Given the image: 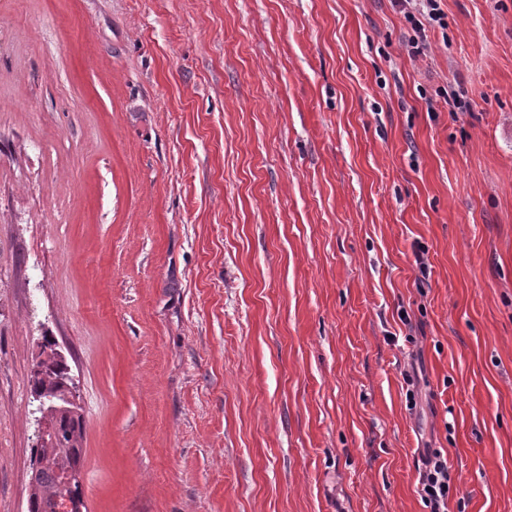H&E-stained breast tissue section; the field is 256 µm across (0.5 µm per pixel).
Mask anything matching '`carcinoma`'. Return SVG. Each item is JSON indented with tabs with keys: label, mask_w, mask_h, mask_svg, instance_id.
I'll use <instances>...</instances> for the list:
<instances>
[{
	"label": "carcinoma",
	"mask_w": 512,
	"mask_h": 512,
	"mask_svg": "<svg viewBox=\"0 0 512 512\" xmlns=\"http://www.w3.org/2000/svg\"><path fill=\"white\" fill-rule=\"evenodd\" d=\"M63 364L57 359L52 341L46 344L30 375L32 391L50 395L62 392ZM55 442L50 448H34L31 490L27 512H57L67 504L69 512H82L81 483L78 465L81 457L83 419L63 413L54 419Z\"/></svg>",
	"instance_id": "cac0c4a2"
}]
</instances>
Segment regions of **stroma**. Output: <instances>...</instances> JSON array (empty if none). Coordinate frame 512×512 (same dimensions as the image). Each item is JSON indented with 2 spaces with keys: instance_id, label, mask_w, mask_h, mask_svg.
I'll return each instance as SVG.
<instances>
[{
  "instance_id": "35a3bbf8",
  "label": "stroma",
  "mask_w": 512,
  "mask_h": 512,
  "mask_svg": "<svg viewBox=\"0 0 512 512\" xmlns=\"http://www.w3.org/2000/svg\"><path fill=\"white\" fill-rule=\"evenodd\" d=\"M441 8L0 0V512L47 336L87 512H512V0ZM439 0H395V6L410 24L413 35L404 45L413 58L427 57L431 48L429 29L441 19ZM425 471L420 477L418 494L429 512H449L448 500L453 488L447 454L440 449L428 451Z\"/></svg>"
}]
</instances>
